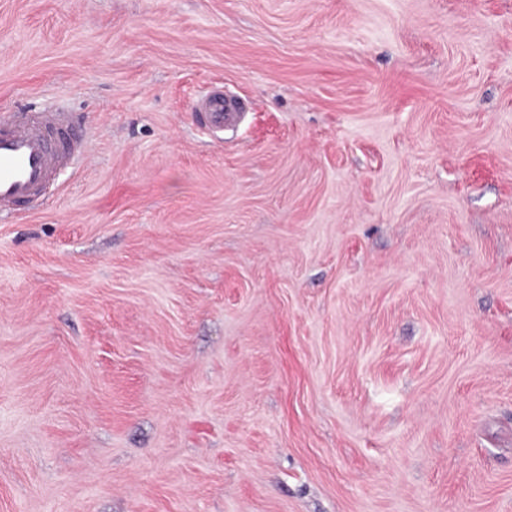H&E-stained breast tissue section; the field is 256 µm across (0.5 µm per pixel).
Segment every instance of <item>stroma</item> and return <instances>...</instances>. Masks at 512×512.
Here are the masks:
<instances>
[{
	"label": "stroma",
	"instance_id": "stroma-1",
	"mask_svg": "<svg viewBox=\"0 0 512 512\" xmlns=\"http://www.w3.org/2000/svg\"><path fill=\"white\" fill-rule=\"evenodd\" d=\"M60 102L0 512H512V0H0V117ZM202 125L209 131L233 129L243 118L241 107L221 95H206L196 104Z\"/></svg>",
	"mask_w": 512,
	"mask_h": 512
}]
</instances>
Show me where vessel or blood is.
I'll use <instances>...</instances> for the list:
<instances>
[{
	"mask_svg": "<svg viewBox=\"0 0 512 512\" xmlns=\"http://www.w3.org/2000/svg\"><path fill=\"white\" fill-rule=\"evenodd\" d=\"M196 110L213 132L235 128L243 118L241 107L221 95L204 96ZM83 150L70 113L15 111L0 120V215L36 204Z\"/></svg>",
	"mask_w": 512,
	"mask_h": 512,
	"instance_id": "obj_1",
	"label": "vessel or blood"
}]
</instances>
